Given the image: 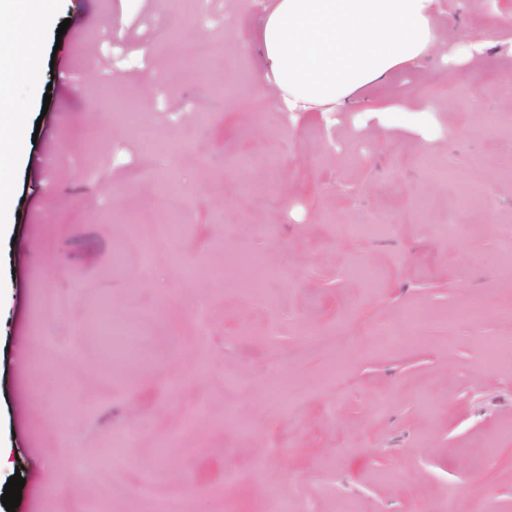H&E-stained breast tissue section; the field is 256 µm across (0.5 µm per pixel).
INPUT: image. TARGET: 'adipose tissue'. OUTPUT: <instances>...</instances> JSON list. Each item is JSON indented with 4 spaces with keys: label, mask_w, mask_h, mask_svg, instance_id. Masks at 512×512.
I'll return each mask as SVG.
<instances>
[{
    "label": "adipose tissue",
    "mask_w": 512,
    "mask_h": 512,
    "mask_svg": "<svg viewBox=\"0 0 512 512\" xmlns=\"http://www.w3.org/2000/svg\"><path fill=\"white\" fill-rule=\"evenodd\" d=\"M434 0H272L256 32L265 69L289 111L333 112L389 73L424 59L437 42ZM41 11L0 0V33L18 42L15 70L36 58L22 25Z\"/></svg>",
    "instance_id": "ef3b65f1"
}]
</instances>
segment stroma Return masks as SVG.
I'll return each instance as SVG.
<instances>
[{"label": "stroma", "instance_id": "35a3bbf8", "mask_svg": "<svg viewBox=\"0 0 512 512\" xmlns=\"http://www.w3.org/2000/svg\"><path fill=\"white\" fill-rule=\"evenodd\" d=\"M269 2L200 0L184 49L208 48L203 85L170 59L173 0H42L0 190L15 512H151L133 490L154 471L188 512H270L271 486L294 512H512V43L464 48L512 25V0H434L429 57L347 109L289 114L252 43ZM153 137L180 145L172 166L153 165ZM49 139L47 194L29 165ZM166 179L182 231L145 265ZM247 255L274 269L265 291L219 277ZM101 302L140 325L137 362L101 356ZM129 429L128 463L91 472Z\"/></svg>", "mask_w": 512, "mask_h": 512}]
</instances>
